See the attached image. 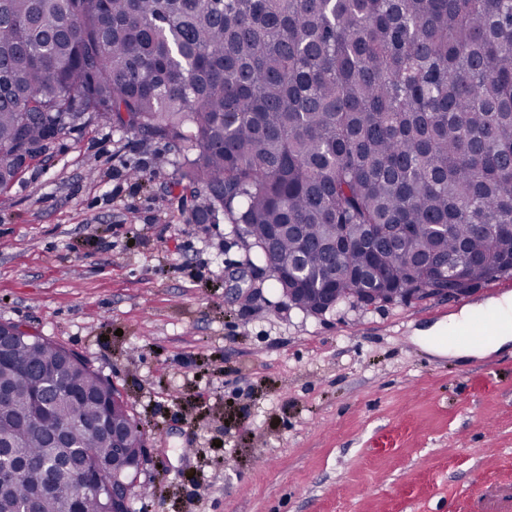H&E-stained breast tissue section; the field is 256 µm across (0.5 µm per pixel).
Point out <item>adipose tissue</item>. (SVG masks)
I'll list each match as a JSON object with an SVG mask.
<instances>
[{
    "instance_id": "obj_1",
    "label": "adipose tissue",
    "mask_w": 512,
    "mask_h": 512,
    "mask_svg": "<svg viewBox=\"0 0 512 512\" xmlns=\"http://www.w3.org/2000/svg\"><path fill=\"white\" fill-rule=\"evenodd\" d=\"M496 314L507 319V326L497 328L485 339L463 345L451 344L446 340V328L438 327L430 335L428 345L439 354L452 356L483 357L512 345V293L485 304L464 307L459 315L453 317L452 326L466 325L484 318L487 314Z\"/></svg>"
}]
</instances>
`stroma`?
I'll return each mask as SVG.
<instances>
[{"label": "stroma", "mask_w": 512, "mask_h": 512, "mask_svg": "<svg viewBox=\"0 0 512 512\" xmlns=\"http://www.w3.org/2000/svg\"><path fill=\"white\" fill-rule=\"evenodd\" d=\"M180 177L173 143L95 119L0 187V322L77 353L122 395L147 451L131 512L512 499V348L424 347L464 306L512 293V277L312 316L253 274L231 225L199 223Z\"/></svg>", "instance_id": "1"}]
</instances>
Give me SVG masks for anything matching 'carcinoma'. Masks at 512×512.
Here are the masks:
<instances>
[{
  "mask_svg": "<svg viewBox=\"0 0 512 512\" xmlns=\"http://www.w3.org/2000/svg\"><path fill=\"white\" fill-rule=\"evenodd\" d=\"M91 118L177 141L303 308L512 276V0H0V186ZM0 387V512L112 508V385L27 336Z\"/></svg>",
  "mask_w": 512,
  "mask_h": 512,
  "instance_id": "carcinoma-1",
  "label": "carcinoma"
}]
</instances>
